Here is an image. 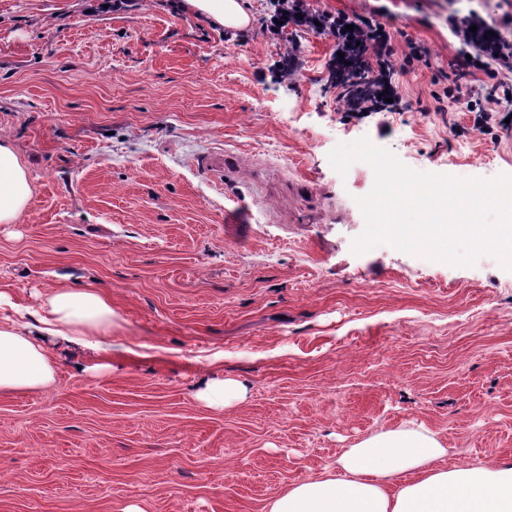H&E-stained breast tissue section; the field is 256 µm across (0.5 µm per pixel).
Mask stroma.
<instances>
[{
  "mask_svg": "<svg viewBox=\"0 0 512 512\" xmlns=\"http://www.w3.org/2000/svg\"><path fill=\"white\" fill-rule=\"evenodd\" d=\"M111 2L0 0V136L33 184L0 224V318L60 288L116 312L103 347L42 337L49 387L0 393V512H268L402 426L436 434L450 466L512 458V272L354 253L374 172L329 161L365 137L418 171L512 175V131L492 142L466 99L440 112L430 95L461 49L449 14L497 19L512 0H310L384 9L430 50L398 75L407 110L361 120L329 79L331 38L271 35L270 0L243 31L184 0ZM293 45L295 74L276 77ZM235 195L251 223H225ZM224 379L244 398L198 399Z\"/></svg>",
  "mask_w": 512,
  "mask_h": 512,
  "instance_id": "obj_1",
  "label": "stroma"
}]
</instances>
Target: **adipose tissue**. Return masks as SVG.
<instances>
[{"mask_svg":"<svg viewBox=\"0 0 512 512\" xmlns=\"http://www.w3.org/2000/svg\"><path fill=\"white\" fill-rule=\"evenodd\" d=\"M213 24H248V0H187ZM32 197L28 169L12 141L0 137V224L15 223ZM115 312L93 289L64 288L39 314L37 330L0 322V391L49 386L57 369L37 334L72 341L103 337ZM447 448L424 428L373 434L345 449L335 469L277 494L269 512H512V463L446 466Z\"/></svg>","mask_w":512,"mask_h":512,"instance_id":"ef3b65f1","label":"adipose tissue"}]
</instances>
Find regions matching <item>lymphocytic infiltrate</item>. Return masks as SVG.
<instances>
[{
    "label": "lymphocytic infiltrate",
    "instance_id": "1",
    "mask_svg": "<svg viewBox=\"0 0 512 512\" xmlns=\"http://www.w3.org/2000/svg\"><path fill=\"white\" fill-rule=\"evenodd\" d=\"M283 7L265 18L270 34L285 28L320 30L333 41L334 57L329 62L338 99L348 117L370 112L401 110L403 96L394 79L395 34L374 16H351L309 7L306 0H281ZM448 26L467 48L459 57L448 81L438 83L431 96L437 103L458 100L462 81L475 72L493 80L495 92L512 98V15L486 21L475 13L449 16Z\"/></svg>",
    "mask_w": 512,
    "mask_h": 512
}]
</instances>
